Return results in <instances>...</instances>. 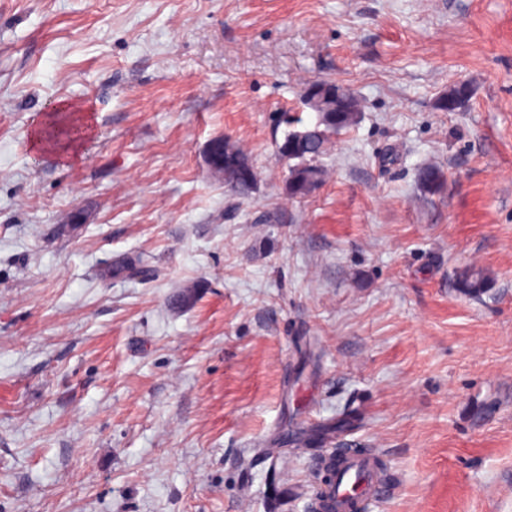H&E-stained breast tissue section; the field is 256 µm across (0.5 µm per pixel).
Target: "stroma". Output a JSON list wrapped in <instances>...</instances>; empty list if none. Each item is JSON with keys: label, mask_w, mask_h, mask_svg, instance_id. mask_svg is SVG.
<instances>
[{"label": "stroma", "mask_w": 512, "mask_h": 512, "mask_svg": "<svg viewBox=\"0 0 512 512\" xmlns=\"http://www.w3.org/2000/svg\"><path fill=\"white\" fill-rule=\"evenodd\" d=\"M314 81L362 114L295 199ZM346 447L365 512H512V0H0V512H312ZM471 90L467 84L461 83L448 90L446 95L440 97L436 108L442 112H454L460 109L469 100ZM212 154L216 160L219 174L224 175V184L231 188V192L239 199H246L256 193L258 174L250 158L240 146L229 138L217 139L211 145ZM247 165L253 171L252 182L236 180V171L239 166ZM457 285L462 293L476 296L486 288V280L480 272L466 269L458 275Z\"/></svg>", "instance_id": "35a3bbf8"}]
</instances>
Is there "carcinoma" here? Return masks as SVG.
<instances>
[{
	"label": "carcinoma",
	"instance_id": "cac0c4a2",
	"mask_svg": "<svg viewBox=\"0 0 512 512\" xmlns=\"http://www.w3.org/2000/svg\"><path fill=\"white\" fill-rule=\"evenodd\" d=\"M339 90L340 86L332 83H310L307 92L319 102L315 126L305 130L303 137H287L278 146L280 161L288 171L285 191L290 198L306 196L324 180L327 169L321 159L326 154L329 139L356 125L361 118V103L355 95H350L345 103L337 105ZM470 94L468 85H455L438 99L436 108L442 112H454L464 106ZM211 151L220 166L219 173L224 175V183L237 198L246 199L256 193L259 179L255 178L251 182L236 179L238 167L253 166L247 152L229 138L215 140ZM419 184L424 193L437 195L443 188L444 175L438 168L427 166L419 173ZM146 272L144 266L130 259L112 267V274L115 276L126 274L135 278ZM457 285L462 293L476 296L486 288V280L481 273L466 269L458 275Z\"/></svg>",
	"mask_w": 512,
	"mask_h": 512
}]
</instances>
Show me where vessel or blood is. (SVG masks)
I'll use <instances>...</instances> for the list:
<instances>
[{"instance_id": "obj_1", "label": "vessel or blood", "mask_w": 512, "mask_h": 512, "mask_svg": "<svg viewBox=\"0 0 512 512\" xmlns=\"http://www.w3.org/2000/svg\"><path fill=\"white\" fill-rule=\"evenodd\" d=\"M384 492L385 486L371 459L348 452L336 465L330 510L331 512H349L351 495L358 494L368 500L382 496Z\"/></svg>"}]
</instances>
